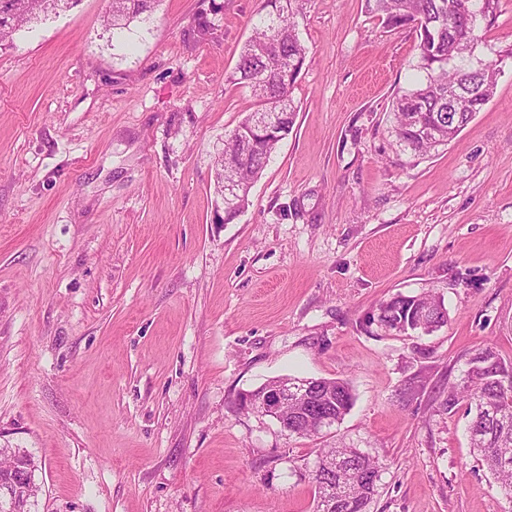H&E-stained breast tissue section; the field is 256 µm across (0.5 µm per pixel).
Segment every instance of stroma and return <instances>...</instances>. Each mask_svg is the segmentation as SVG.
<instances>
[{
	"instance_id": "obj_1",
	"label": "stroma",
	"mask_w": 512,
	"mask_h": 512,
	"mask_svg": "<svg viewBox=\"0 0 512 512\" xmlns=\"http://www.w3.org/2000/svg\"><path fill=\"white\" fill-rule=\"evenodd\" d=\"M260 3L161 0L120 39L108 0H78L0 45V445L34 456L39 512H314L339 440L384 465L370 512H512L455 396L477 349L512 362V61L413 159L389 110L416 31L306 0L295 124L226 224ZM398 294L441 297L447 325L385 331ZM284 375L354 404L315 440L239 407Z\"/></svg>"
}]
</instances>
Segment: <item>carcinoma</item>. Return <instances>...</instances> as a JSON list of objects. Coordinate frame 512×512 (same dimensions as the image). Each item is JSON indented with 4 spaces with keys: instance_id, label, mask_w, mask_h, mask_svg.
<instances>
[{
    "instance_id": "obj_1",
    "label": "carcinoma",
    "mask_w": 512,
    "mask_h": 512,
    "mask_svg": "<svg viewBox=\"0 0 512 512\" xmlns=\"http://www.w3.org/2000/svg\"><path fill=\"white\" fill-rule=\"evenodd\" d=\"M160 0H110L112 29L121 36L134 23L150 19ZM501 0H366L368 11L388 27L408 24L418 31L419 76L391 104L393 133L399 147L414 157H426L448 145L494 96L497 63L512 59V48L498 62L479 63L484 34L495 22ZM77 0H0V43L13 38L28 23L72 7ZM304 0H264L253 20V33L239 56L232 81L250 89L256 110L224 139L228 171L238 185L233 204L224 207V223L236 220L250 204L251 188L261 177L278 144L291 131L296 108L286 99L284 109L271 110V99L289 95L304 65L307 48L295 17ZM380 327L415 329L420 323L432 333L448 322L444 301L433 295H399L380 305ZM473 407L469 423L471 448L486 465L502 495L512 503V363L492 349L478 350L470 360L463 386ZM318 405L340 422L353 405L352 389L340 379H321ZM308 408L290 402L283 415L289 434L315 437L307 428ZM336 460V472L326 479L312 476L316 512H370L379 493L382 464L358 448L341 442L323 448L317 458ZM32 456L18 448H0V512H34L38 486Z\"/></svg>"
}]
</instances>
